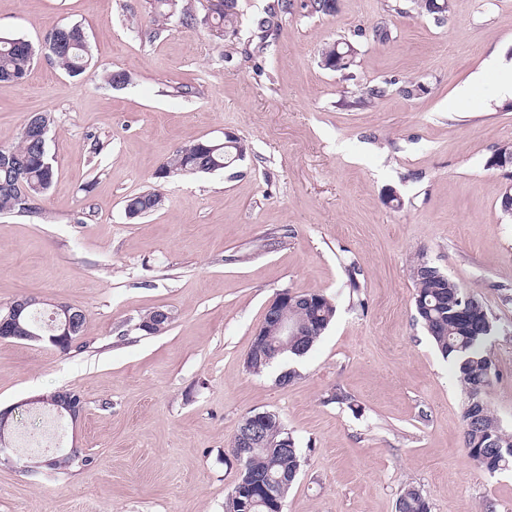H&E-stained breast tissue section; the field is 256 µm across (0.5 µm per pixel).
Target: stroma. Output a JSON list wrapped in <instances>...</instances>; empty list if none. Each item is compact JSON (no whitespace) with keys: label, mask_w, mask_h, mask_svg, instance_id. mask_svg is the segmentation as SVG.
Listing matches in <instances>:
<instances>
[{"label":"stroma","mask_w":512,"mask_h":512,"mask_svg":"<svg viewBox=\"0 0 512 512\" xmlns=\"http://www.w3.org/2000/svg\"><path fill=\"white\" fill-rule=\"evenodd\" d=\"M305 2L264 38L274 0H238L217 39L194 0L197 25L174 15L151 40L149 0H0V35L39 47L78 24L91 59L71 78L40 55L0 83V149L51 113L56 171L37 212L0 214V308L35 295L87 316L66 352L0 341L15 451L0 512H224L239 476L225 452L264 411L306 458L283 512H396L408 486L430 512H512V469L487 474L463 452L465 394L416 317L411 277L428 260L495 319L485 399L512 433V179L488 164L512 144V99L472 82L489 58L512 63V0H450L441 19L408 0H337L331 15ZM344 40L350 68H325L322 48ZM115 70L126 85L105 82ZM366 87L382 94L358 104ZM228 131L245 159L155 178L180 147ZM150 190L162 206L127 218L126 199ZM285 289L323 293L335 316L306 356L251 374L253 333ZM157 308L166 331L138 330ZM61 389L85 409L60 445L91 462L27 473L49 419L28 401Z\"/></svg>","instance_id":"obj_1"}]
</instances>
